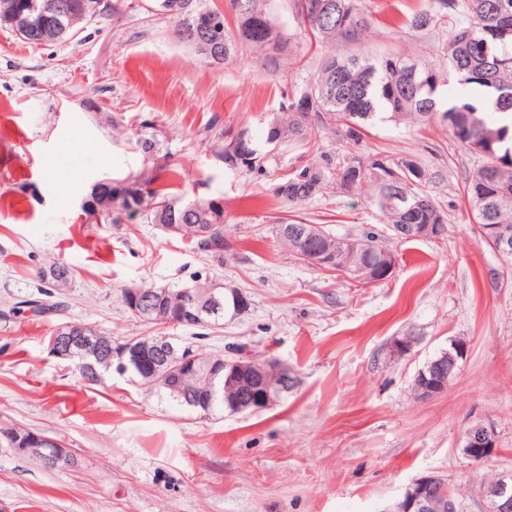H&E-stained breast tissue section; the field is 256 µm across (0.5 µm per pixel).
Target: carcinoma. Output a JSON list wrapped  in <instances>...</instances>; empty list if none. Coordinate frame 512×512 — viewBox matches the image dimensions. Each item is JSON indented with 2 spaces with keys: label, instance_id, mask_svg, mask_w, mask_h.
I'll use <instances>...</instances> for the list:
<instances>
[{
  "label": "carcinoma",
  "instance_id": "carcinoma-1",
  "mask_svg": "<svg viewBox=\"0 0 512 512\" xmlns=\"http://www.w3.org/2000/svg\"><path fill=\"white\" fill-rule=\"evenodd\" d=\"M236 19V31L229 26L216 33L224 59L237 45L248 47L265 59L280 53L285 43L279 34L265 33L264 26L275 23L268 0H229ZM298 26L310 41L321 45L336 43L358 45L369 26L368 15L357 0H289ZM209 8L192 0L191 13L177 19V37L189 44L201 29L200 19ZM450 18L458 23L442 48V60L424 63L410 55L374 58L363 53L325 57L312 86L299 96L287 99L270 118L263 140L250 138L233 143L224 141L216 155L230 170L242 168L257 174L267 173L270 162L281 161L295 150L290 171L274 182L268 191L290 204L308 203L330 193L366 191L372 207L384 213L394 224H446L447 216L427 191L436 177L414 157L392 158L366 155L361 151L365 127L376 119L429 124L440 121V114L453 112L462 119L460 130L448 128V134L472 155L482 159L468 176L464 187L473 220L477 224H506L512 227V167L500 162L512 159V0H431L430 9L414 14L406 27L420 31ZM480 90L467 100L444 101L441 87L450 82ZM329 129L347 146L341 154L323 153L321 162L302 161L309 143V129ZM146 178L129 184L108 180L102 198L91 194L96 203L86 210L90 217L118 224L139 210L147 212L153 224H178L180 238L207 256L224 257L230 248L224 238V205L217 199L189 203L168 199L162 190L151 187ZM209 234L199 236V226ZM48 274L55 288H68L72 271L64 263L50 266ZM162 303L176 320V326L193 330L181 343L191 348L197 362L204 364L211 354L203 349L208 331L224 324L226 313L240 309L246 298L232 297L210 314L189 317L184 312L183 296L178 290L159 288ZM197 305L213 307L212 284L193 286ZM74 330L98 337L107 349L104 358L85 365L86 359H72L82 380L96 384L109 373L112 351L128 338L75 323ZM128 378L139 381L150 395L160 401L210 417L232 411L230 395L222 392L205 399L208 384L196 377L180 354H173L165 374H155L147 360L132 368Z\"/></svg>",
  "mask_w": 512,
  "mask_h": 512
}]
</instances>
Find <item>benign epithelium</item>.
Segmentation results:
<instances>
[{"instance_id":"1","label":"benign epithelium","mask_w":512,"mask_h":512,"mask_svg":"<svg viewBox=\"0 0 512 512\" xmlns=\"http://www.w3.org/2000/svg\"><path fill=\"white\" fill-rule=\"evenodd\" d=\"M189 0H161L163 13L183 17L188 13ZM112 6L111 0H83L80 12L82 18L93 20L102 12ZM39 15L47 17L52 15L62 21L70 14L66 4L61 0H42L39 6ZM0 22L6 24L23 35L34 27L38 21L30 14L10 12L0 16ZM69 33L65 24L58 26H44L39 31V39L44 43H56ZM398 235H407L424 240H437L442 237L441 225L439 224H400L396 229ZM477 232L480 237L497 246L505 253L512 252V236L508 230L499 224H479ZM281 234L289 236L298 245L299 254L307 262L316 265L342 266L362 279L378 281V272L391 273L396 266V257L393 253L376 254L369 259L362 258V249L355 241L347 242V246L336 251H321L312 249L308 243L312 237L309 225L286 224L281 227ZM154 291L149 289L136 295L134 305L142 314L153 316L157 308L154 307ZM158 315V314H156ZM160 319L166 316L158 315ZM52 349L61 358L73 356L77 349L83 352L86 358L102 356L103 347L92 340L84 342L76 336L73 327L63 324L58 327L57 335L52 340ZM154 351L162 357L174 352L175 344L172 337L164 335L146 344L129 345L121 349V354L129 355L132 360L139 361L148 351ZM454 354L445 353L426 363V368L419 371L415 389L424 398L434 397L443 392L448 386V380L454 375L459 360L466 357L468 352L467 344L456 342L453 347ZM224 368L228 374L224 376L227 385L233 388L243 386L249 396L248 404L239 406L234 410L236 414L255 412L272 405L281 393L288 391L290 380L288 370L279 368V380L270 382L267 367L256 364L245 358L224 361ZM33 443L38 445L34 452L42 455L46 467L54 468L70 456L67 448L60 441L48 436H37ZM459 448L461 454L474 463H480L495 454L497 449V432L494 426L484 421H477L470 425L463 433ZM482 496L491 504L489 512H512V477H502L497 481L483 486ZM395 512H459L456 498L449 492L447 483L435 475L419 477L411 482L406 488L402 500L397 504Z\"/></svg>"}]
</instances>
